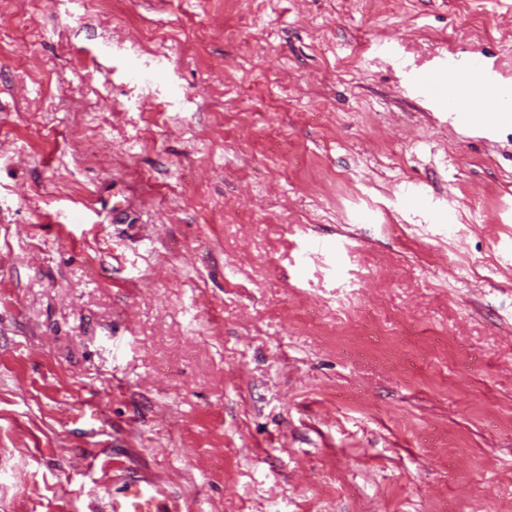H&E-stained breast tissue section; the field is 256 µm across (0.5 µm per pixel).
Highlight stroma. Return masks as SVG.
Returning <instances> with one entry per match:
<instances>
[{
  "label": "stroma",
  "mask_w": 512,
  "mask_h": 512,
  "mask_svg": "<svg viewBox=\"0 0 512 512\" xmlns=\"http://www.w3.org/2000/svg\"><path fill=\"white\" fill-rule=\"evenodd\" d=\"M102 7L0 0V512H512V124L414 88L512 12ZM169 486L157 479L136 477L124 492L112 497L110 512H182Z\"/></svg>",
  "instance_id": "35a3bbf8"
}]
</instances>
